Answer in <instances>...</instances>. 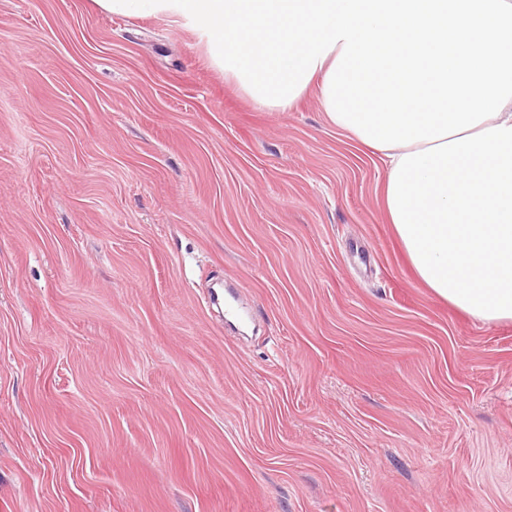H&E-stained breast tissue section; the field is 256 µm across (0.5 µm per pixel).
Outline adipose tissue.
Instances as JSON below:
<instances>
[{"label":"adipose tissue","mask_w":512,"mask_h":512,"mask_svg":"<svg viewBox=\"0 0 512 512\" xmlns=\"http://www.w3.org/2000/svg\"><path fill=\"white\" fill-rule=\"evenodd\" d=\"M191 30L259 108L310 85L381 155L384 203L419 281L512 322V0H94Z\"/></svg>","instance_id":"ef3b65f1"}]
</instances>
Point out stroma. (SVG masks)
Listing matches in <instances>:
<instances>
[{"instance_id":"obj_1","label":"stroma","mask_w":512,"mask_h":512,"mask_svg":"<svg viewBox=\"0 0 512 512\" xmlns=\"http://www.w3.org/2000/svg\"><path fill=\"white\" fill-rule=\"evenodd\" d=\"M386 178L318 88L0 0V512H512V324L419 283Z\"/></svg>"}]
</instances>
